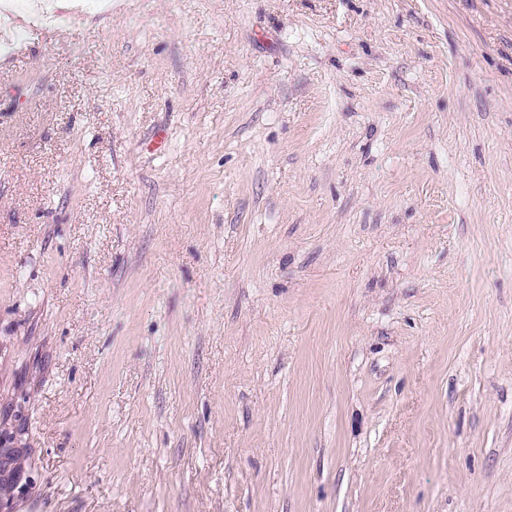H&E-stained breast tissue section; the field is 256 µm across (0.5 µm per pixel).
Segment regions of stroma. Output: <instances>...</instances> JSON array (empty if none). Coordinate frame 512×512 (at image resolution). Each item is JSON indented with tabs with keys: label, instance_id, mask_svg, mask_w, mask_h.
I'll return each mask as SVG.
<instances>
[{
	"label": "stroma",
	"instance_id": "obj_1",
	"mask_svg": "<svg viewBox=\"0 0 512 512\" xmlns=\"http://www.w3.org/2000/svg\"><path fill=\"white\" fill-rule=\"evenodd\" d=\"M26 2L10 512H512V0Z\"/></svg>",
	"mask_w": 512,
	"mask_h": 512
}]
</instances>
